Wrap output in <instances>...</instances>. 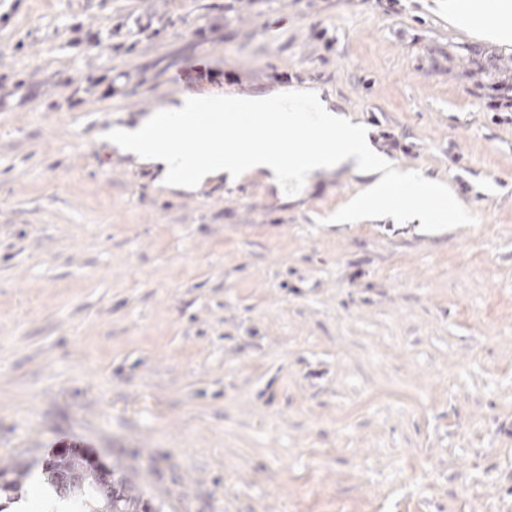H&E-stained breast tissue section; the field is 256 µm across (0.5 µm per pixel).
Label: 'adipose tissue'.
<instances>
[{"instance_id": "adipose-tissue-1", "label": "adipose tissue", "mask_w": 512, "mask_h": 512, "mask_svg": "<svg viewBox=\"0 0 512 512\" xmlns=\"http://www.w3.org/2000/svg\"><path fill=\"white\" fill-rule=\"evenodd\" d=\"M440 7L447 10L453 26L475 31L495 43L512 44V0H442ZM297 95V89L293 88L285 95L239 102L242 115L249 118L246 132L256 142L250 149L235 148L225 140L220 126L214 130L217 147L203 155L189 157L179 149L160 146L163 132L194 126L201 103L190 96L181 97L179 104L160 110L156 116L110 129L105 140L119 154L157 167L164 182L175 188H199L221 177L231 183L258 171L266 172L274 183L288 180L303 186L311 183L317 174L347 168L366 180L351 203L352 210L385 207L394 212L414 208L424 224L469 222L468 209L449 196L444 183L428 179L418 171L403 172L395 168L393 161L371 145L364 128L350 124L329 104L321 105L319 122L310 129L318 140L317 149L277 151L266 147L269 130L263 122L255 120V113L282 110L286 113L285 123L301 126L300 114L285 110ZM335 131L340 132V141L331 140L330 135Z\"/></svg>"}]
</instances>
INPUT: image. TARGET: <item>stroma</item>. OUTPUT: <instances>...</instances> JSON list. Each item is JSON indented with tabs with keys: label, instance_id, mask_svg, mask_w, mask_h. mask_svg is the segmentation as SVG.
<instances>
[{
	"label": "stroma",
	"instance_id": "stroma-1",
	"mask_svg": "<svg viewBox=\"0 0 512 512\" xmlns=\"http://www.w3.org/2000/svg\"><path fill=\"white\" fill-rule=\"evenodd\" d=\"M303 87L467 224L341 169L174 190L100 138ZM512 45L432 0H0V460L80 443L163 512H512Z\"/></svg>",
	"mask_w": 512,
	"mask_h": 512
}]
</instances>
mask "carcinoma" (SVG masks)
Masks as SVG:
<instances>
[{"mask_svg":"<svg viewBox=\"0 0 512 512\" xmlns=\"http://www.w3.org/2000/svg\"><path fill=\"white\" fill-rule=\"evenodd\" d=\"M34 470L59 497L79 501L86 512H162L163 509V503L153 502L133 486L124 468L112 466L108 478L95 459L71 449L29 463H1L0 493L21 492Z\"/></svg>","mask_w":512,"mask_h":512,"instance_id":"cac0c4a2","label":"carcinoma"}]
</instances>
